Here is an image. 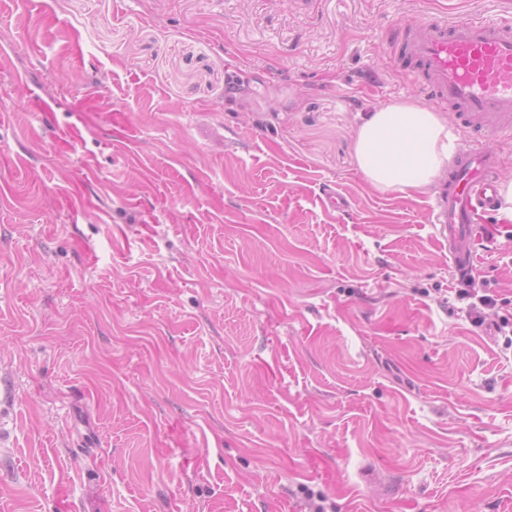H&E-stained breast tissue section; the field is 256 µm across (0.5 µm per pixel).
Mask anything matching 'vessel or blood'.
<instances>
[{"instance_id":"vessel-or-blood-1","label":"vessel or blood","mask_w":512,"mask_h":512,"mask_svg":"<svg viewBox=\"0 0 512 512\" xmlns=\"http://www.w3.org/2000/svg\"><path fill=\"white\" fill-rule=\"evenodd\" d=\"M391 62L436 106L454 112L474 139L512 135V14L497 19H420L389 37ZM498 155L490 147L463 146L448 172L431 222L447 242L454 275L472 277L477 246L495 245L491 232L473 235L475 212L492 211L498 191Z\"/></svg>"}]
</instances>
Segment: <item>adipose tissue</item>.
Returning <instances> with one entry per match:
<instances>
[{
	"mask_svg": "<svg viewBox=\"0 0 512 512\" xmlns=\"http://www.w3.org/2000/svg\"><path fill=\"white\" fill-rule=\"evenodd\" d=\"M456 141L447 116L416 100L372 107L354 132L357 169L378 191L427 194L447 175Z\"/></svg>",
	"mask_w": 512,
	"mask_h": 512,
	"instance_id": "adipose-tissue-1",
	"label": "adipose tissue"
}]
</instances>
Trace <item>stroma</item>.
Segmentation results:
<instances>
[{"instance_id":"1","label":"stroma","mask_w":512,"mask_h":512,"mask_svg":"<svg viewBox=\"0 0 512 512\" xmlns=\"http://www.w3.org/2000/svg\"><path fill=\"white\" fill-rule=\"evenodd\" d=\"M498 2L0 0V512H512V338L353 149Z\"/></svg>"}]
</instances>
